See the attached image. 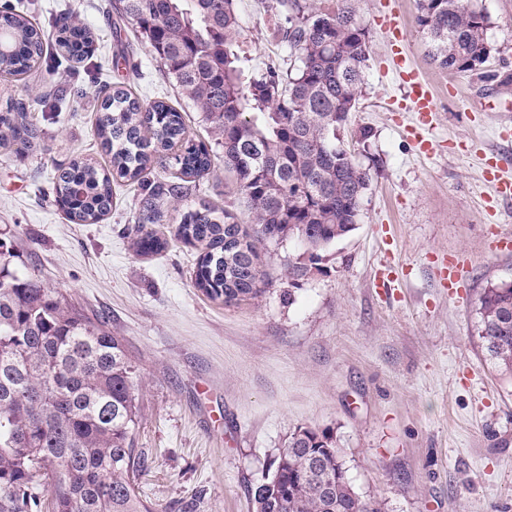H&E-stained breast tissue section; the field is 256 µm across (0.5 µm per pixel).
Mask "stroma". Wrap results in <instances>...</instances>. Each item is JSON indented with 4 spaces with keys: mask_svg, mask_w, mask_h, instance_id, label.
Returning a JSON list of instances; mask_svg holds the SVG:
<instances>
[{
    "mask_svg": "<svg viewBox=\"0 0 512 512\" xmlns=\"http://www.w3.org/2000/svg\"><path fill=\"white\" fill-rule=\"evenodd\" d=\"M272 0H236L247 70L289 67ZM487 14L489 60L482 71L446 73L429 61L416 0H360L371 53L363 96L341 138L369 166L370 187L353 231L321 254L308 279L289 278L297 240L260 246L261 298L233 305L195 285L199 248L175 236L183 212L201 202L247 222L240 196L215 157V171L166 198L155 225L164 250L139 255L128 230L141 190L112 184L109 213L96 224L69 221L53 181L75 157L109 168L94 133L98 90L111 85L140 101L180 110L190 138L208 140L199 113L180 98L131 25L114 27V0H0L55 35L72 18L96 37L81 63L45 51L27 78L0 81V113L34 102L43 138L26 154L0 149V238L23 271L70 297L121 336L136 367L145 459L143 498L161 512H252V491L297 427L333 434L354 490L385 512H512V378L478 336L476 299L488 284L512 283V254L491 248L493 230L512 232V204L488 219L492 189L482 160L512 143L498 131L512 109L482 112L480 101L512 102V0H467ZM397 12L406 50L436 98L431 131L440 148L418 156L391 112L405 90L388 59L382 24ZM50 97L57 109L38 103ZM368 128V146L357 142ZM465 260L468 282L449 295L436 274L442 256ZM394 266L391 296L374 288L376 268Z\"/></svg>",
    "mask_w": 512,
    "mask_h": 512,
    "instance_id": "stroma-1",
    "label": "stroma"
}]
</instances>
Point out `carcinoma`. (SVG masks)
<instances>
[{
    "label": "carcinoma",
    "instance_id": "cac0c4a2",
    "mask_svg": "<svg viewBox=\"0 0 512 512\" xmlns=\"http://www.w3.org/2000/svg\"><path fill=\"white\" fill-rule=\"evenodd\" d=\"M358 0L324 11L316 0H275L293 65L245 72L235 50L242 24L234 0H117L177 92L201 115L251 216L188 208L178 236L200 248L196 287L228 304L256 299L254 257L266 240L296 239L315 254L355 229L370 171L339 138L362 97L369 32ZM417 24L432 64L478 71L487 62L489 19L465 0H418ZM57 45L82 62L93 37L70 21ZM44 52L26 16L0 15V72L28 73ZM95 134L111 169L77 161L56 177L55 193L75 224H96L112 205V181L143 189L139 253L166 241L144 229L160 221L158 200L176 183L145 184L152 164L172 163L186 179L210 173L212 147L186 138L181 113L142 103L120 88L99 89ZM41 130L19 101L0 113V148L23 154ZM0 243V512H158L136 485L141 456L133 432L140 409L135 366L102 321L32 274L14 269ZM478 336L490 359L512 374V284L490 285L477 300ZM255 512H383L356 493L329 432L300 427L288 436L253 493Z\"/></svg>",
    "mask_w": 512,
    "mask_h": 512
}]
</instances>
